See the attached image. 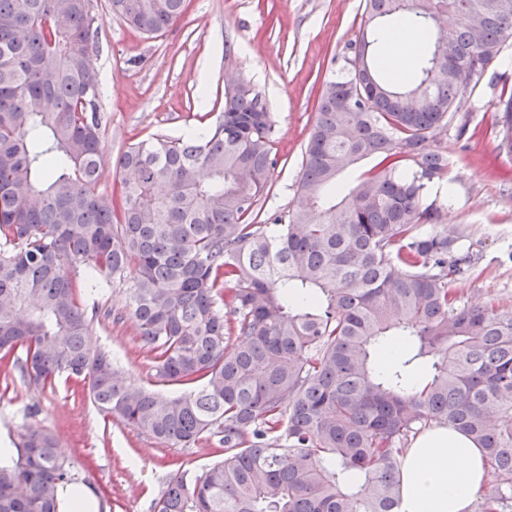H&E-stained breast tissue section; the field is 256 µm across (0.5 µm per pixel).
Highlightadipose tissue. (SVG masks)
I'll use <instances>...</instances> for the list:
<instances>
[{"mask_svg":"<svg viewBox=\"0 0 512 512\" xmlns=\"http://www.w3.org/2000/svg\"><path fill=\"white\" fill-rule=\"evenodd\" d=\"M489 477L483 448L452 426L420 435L400 472L399 512H474Z\"/></svg>","mask_w":512,"mask_h":512,"instance_id":"1","label":"adipose tissue"}]
</instances>
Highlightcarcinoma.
<instances>
[{
  "label": "carcinoma",
  "mask_w": 512,
  "mask_h": 512,
  "mask_svg": "<svg viewBox=\"0 0 512 512\" xmlns=\"http://www.w3.org/2000/svg\"><path fill=\"white\" fill-rule=\"evenodd\" d=\"M110 9L154 35L186 5ZM363 16L349 68L323 85L297 200L259 224L279 159L249 82L224 91L215 125L128 146L109 195L90 0H0V365L40 389L79 380L105 417L161 444L212 446L221 460L172 476L154 512H399L406 446L431 423L484 449L480 512H512V314L449 290L477 251L427 202L448 173L438 135L512 45V0H365ZM393 19L425 37L405 79L372 51ZM495 111L511 154L512 90ZM115 284L158 381L188 392L163 397L90 347L78 290ZM389 342L410 349L382 369ZM75 480L28 425L0 464V512H59Z\"/></svg>",
  "instance_id": "obj_1"
}]
</instances>
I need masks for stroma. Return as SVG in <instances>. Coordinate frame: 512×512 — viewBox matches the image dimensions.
<instances>
[{
	"instance_id": "stroma-1",
	"label": "stroma",
	"mask_w": 512,
	"mask_h": 512,
	"mask_svg": "<svg viewBox=\"0 0 512 512\" xmlns=\"http://www.w3.org/2000/svg\"><path fill=\"white\" fill-rule=\"evenodd\" d=\"M91 8L99 24L92 65L100 92L101 191L118 190V158L129 143L192 135L197 114H220L225 82L242 78L267 102L281 157L263 209L294 204L323 78L346 69L349 46L363 30V0H187L181 18L157 35L132 30L112 14L109 0H91ZM504 87L512 88V63L492 65L470 81L467 103L440 138L451 191L436 203L445 224L465 227L479 244L469 277L453 290L467 304L512 309V155L497 148L492 106ZM83 302L94 318L92 347L153 384L152 366L135 348L125 289L116 285ZM27 425L54 436L103 512H151L172 475H199L215 460L210 448L163 445L104 418L77 383L37 389L0 380V442L16 440Z\"/></svg>"
}]
</instances>
